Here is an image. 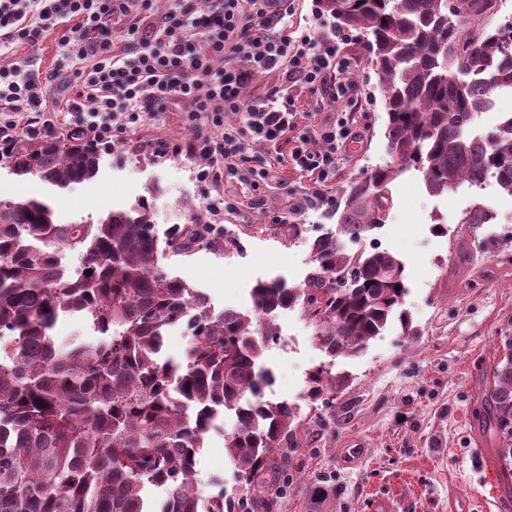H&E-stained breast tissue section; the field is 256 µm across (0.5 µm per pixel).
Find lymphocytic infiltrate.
I'll use <instances>...</instances> for the list:
<instances>
[{"label":"lymphocytic infiltrate","instance_id":"obj_1","mask_svg":"<svg viewBox=\"0 0 512 512\" xmlns=\"http://www.w3.org/2000/svg\"><path fill=\"white\" fill-rule=\"evenodd\" d=\"M293 2L212 0L209 10L199 14L191 0H171L164 16L151 21L146 16L149 0H0V48L38 39L61 26L73 30L60 39L58 64L70 73L69 98L49 99L55 73L0 65V142L15 138L27 112L49 115L42 125L28 126L29 135H52L57 125L51 113L64 112L87 135L106 141L112 137L114 117H122L123 128L134 129L146 113L178 102L210 125L209 136L195 145L211 161L200 171L201 181L238 176L257 189L271 171L253 166L251 145L295 132L298 115L284 89L258 100L246 98L243 90L258 76L281 70L288 83L314 87L337 112L335 122L298 135L290 154L310 181L302 204L331 201L336 167L361 137L348 110L357 92L353 63L335 34L293 35ZM120 18L129 21V47L119 57L112 52V38ZM228 112L239 114V121L225 122ZM314 139L319 148H310Z\"/></svg>","mask_w":512,"mask_h":512}]
</instances>
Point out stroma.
I'll return each mask as SVG.
<instances>
[{
    "mask_svg": "<svg viewBox=\"0 0 512 512\" xmlns=\"http://www.w3.org/2000/svg\"><path fill=\"white\" fill-rule=\"evenodd\" d=\"M343 51L357 62L354 111L362 137L336 168L340 192L390 160L378 77L357 33H348ZM59 55L53 32L17 44L0 56V64L48 72ZM201 125L184 105H169L138 129L102 144L92 180L51 191L1 168L0 197H47L55 218L67 223L97 220L144 196L162 237L172 225L200 218L222 224L233 244L220 239L186 255L171 253L164 264L207 294L215 308L248 309L256 281L280 275L289 284L303 283L314 267L312 241L335 230L336 221L325 205L295 209L308 180L292 165L284 140L251 150L256 165L272 169L260 191L231 176L201 181L206 161L191 151ZM391 190L394 205L376 237L405 264L404 308L416 333L403 335L395 325L356 356L337 358L336 368L349 382L335 408L325 412L327 427L306 425L304 445L288 459L293 483L269 512H366L375 494L393 498L397 512H448L452 495L469 503L470 512H481L474 451L497 446L486 425L482 389L501 337L512 336V196L490 178L482 187L463 185L435 197L411 173ZM219 195L236 198L237 210L211 215L207 205ZM477 205L487 211L488 222L464 223V214ZM437 218L445 220L447 233L432 232ZM288 224L305 230L287 238ZM274 322L279 340L263 355L275 374L268 395L300 405L302 416H309L307 373L325 355L300 309L279 311ZM196 469L202 495L212 493L217 481L232 484L222 433L209 436Z\"/></svg>",
    "mask_w": 512,
    "mask_h": 512,
    "instance_id": "stroma-1",
    "label": "stroma"
}]
</instances>
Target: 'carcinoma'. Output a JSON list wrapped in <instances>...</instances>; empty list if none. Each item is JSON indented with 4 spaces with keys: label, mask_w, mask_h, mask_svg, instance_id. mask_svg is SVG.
Listing matches in <instances>:
<instances>
[{
    "label": "carcinoma",
    "mask_w": 512,
    "mask_h": 512,
    "mask_svg": "<svg viewBox=\"0 0 512 512\" xmlns=\"http://www.w3.org/2000/svg\"><path fill=\"white\" fill-rule=\"evenodd\" d=\"M338 30L356 31L377 71L387 114L390 163L352 183L336 204V231L312 243L314 270L300 285L257 282L247 311H217L209 297L172 275L148 199L97 222L57 223L48 201L0 198V512H155L147 492L169 493L160 512H257L280 491L281 464L301 447L299 409L265 391L262 362L278 341L270 319L299 308L318 347L352 356L397 320L404 263L366 242L393 206L390 185L404 172L427 193L480 187L490 175L512 196V113L476 129L495 96L512 91V24H479L496 0H320ZM60 189L93 179L98 148L54 137L0 144V167ZM362 248L349 252L344 238ZM206 224H176L166 245L188 253L213 242ZM80 254L82 272L60 262ZM78 314L93 335L60 342L59 318ZM181 323L190 343L165 355ZM345 378L320 363L306 400L336 402ZM484 401L507 489H512V336H503ZM235 484L208 496L196 488L197 457L225 413Z\"/></svg>",
    "instance_id": "1"
}]
</instances>
